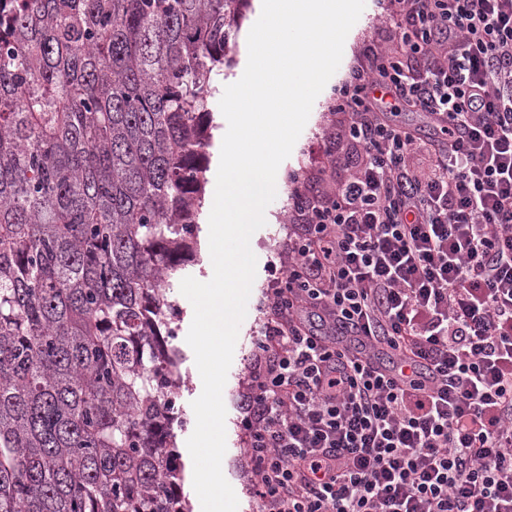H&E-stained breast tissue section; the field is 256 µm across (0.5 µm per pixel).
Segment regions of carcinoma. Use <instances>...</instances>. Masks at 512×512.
<instances>
[{
    "mask_svg": "<svg viewBox=\"0 0 512 512\" xmlns=\"http://www.w3.org/2000/svg\"><path fill=\"white\" fill-rule=\"evenodd\" d=\"M249 0H0V512H187L158 341Z\"/></svg>",
    "mask_w": 512,
    "mask_h": 512,
    "instance_id": "1",
    "label": "carcinoma"
}]
</instances>
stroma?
Masks as SVG:
<instances>
[{
  "instance_id": "1",
  "label": "stroma",
  "mask_w": 512,
  "mask_h": 512,
  "mask_svg": "<svg viewBox=\"0 0 512 512\" xmlns=\"http://www.w3.org/2000/svg\"><path fill=\"white\" fill-rule=\"evenodd\" d=\"M383 0H365V7L358 21L348 33L347 49L343 54L338 70L330 78L322 92L316 98L307 123L296 141L290 156L284 160L279 173L283 180V191L269 205L273 214L272 222L258 229L251 237L250 247L257 258L256 277L247 302V314L240 325L233 361L223 389L226 407V452L224 455V476L236 492L238 512H256L253 495V477L249 460L245 453L242 434L239 427V404L249 374V358L255 339V333L261 323L262 315L258 309L259 298L270 279V265L276 260L279 245L286 236L288 211L292 196L307 166L321 167L327 162L324 154L323 134L328 127L332 114L330 108L336 97L338 87L348 77L356 65L359 54L371 36L381 30L384 21ZM206 222H199L195 234L196 245L184 268L179 270L170 285V299L176 306V316L172 323L173 336L168 343L178 353L179 369L183 384L176 398L178 420L174 425L175 450L178 463L186 461V442L195 428V414L191 403L198 395L199 372L195 365L194 353L186 342L191 325L193 307L180 291L182 278L205 276Z\"/></svg>"
}]
</instances>
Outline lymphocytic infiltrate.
Here are the masks:
<instances>
[{"instance_id":"1","label":"lymphocytic infiltrate","mask_w":512,"mask_h":512,"mask_svg":"<svg viewBox=\"0 0 512 512\" xmlns=\"http://www.w3.org/2000/svg\"><path fill=\"white\" fill-rule=\"evenodd\" d=\"M386 29L331 107L354 171L324 198L305 171L261 299L260 512H512V0H388ZM391 120L396 124H413L417 125V135L425 141H433L441 139L437 134V131L426 123L422 116L415 114V112H409L408 110H402L396 115L391 116Z\"/></svg>"}]
</instances>
